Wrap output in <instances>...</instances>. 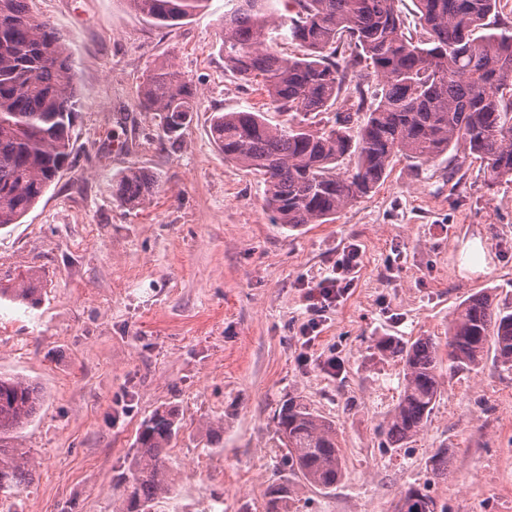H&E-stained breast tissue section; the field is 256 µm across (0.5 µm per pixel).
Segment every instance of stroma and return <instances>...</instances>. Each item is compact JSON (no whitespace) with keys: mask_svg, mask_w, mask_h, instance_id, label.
<instances>
[{"mask_svg":"<svg viewBox=\"0 0 512 512\" xmlns=\"http://www.w3.org/2000/svg\"><path fill=\"white\" fill-rule=\"evenodd\" d=\"M231 0L173 26L130 0H34L72 49L83 108L71 165L20 223L0 229V287L39 277L41 302L0 299V375L30 380L43 402L16 443L32 482L0 512H115L142 422L173 410L169 450L181 504L263 512L272 482L291 512H393L401 492L429 486L448 512H512V369L486 356L446 372L425 431L389 448L380 425L402 366L379 340L445 342L457 306L492 289L512 306V182L487 189L480 163L447 152L397 158L384 183L335 222L289 230L270 221L263 180L225 160L213 115L284 114L224 63ZM168 64L197 88L196 110L169 137L138 104ZM142 167L158 189L122 204L112 178ZM360 263L347 297L323 313L303 295L351 246ZM318 322L314 346L300 331ZM335 368H328V360ZM297 397L333 420L345 460L335 488L292 478L273 414ZM223 423L224 447L210 445ZM447 449L448 476L428 458Z\"/></svg>","mask_w":512,"mask_h":512,"instance_id":"stroma-1","label":"stroma"}]
</instances>
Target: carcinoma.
I'll return each instance as SVG.
<instances>
[{
	"mask_svg": "<svg viewBox=\"0 0 512 512\" xmlns=\"http://www.w3.org/2000/svg\"><path fill=\"white\" fill-rule=\"evenodd\" d=\"M33 0H0V228L17 224L70 163L83 103L67 39L34 14ZM141 14L167 25L206 7L207 0H130ZM421 31L408 36L399 0H290L281 15L273 0H236L224 14V62L260 86L273 107L292 117L343 102L329 128L300 122L271 127L259 112H225L210 135L224 159L260 175L272 222L290 229L328 224L372 192L397 156L435 159L464 148L482 166L488 189L512 182V24L500 0H415ZM300 53L286 55L280 42ZM373 67L380 93L366 104L353 83L361 63ZM354 85L350 94L343 89ZM141 106L157 113L173 135L194 111L191 81L169 65L148 75ZM115 196L130 207L150 199L158 181L140 167L113 179ZM37 288L24 278L0 288V298L33 307ZM512 368V309L486 290L462 301L448 329L446 354L429 336L378 342L402 363V390L384 420L389 446L399 448L426 428L448 370H472L489 348ZM42 393L34 383L0 376V494L7 497L34 474L28 452L11 444L36 415ZM284 462L310 487L328 490L344 474L336 423L301 400L283 401L273 416ZM180 425L169 410L141 424L136 452L119 476L118 512H180L168 450ZM435 478L448 476V449L432 455ZM265 512H289L288 486L273 483ZM395 512H448L428 487H410Z\"/></svg>",
	"mask_w": 512,
	"mask_h": 512,
	"instance_id": "carcinoma-1",
	"label": "carcinoma"
}]
</instances>
